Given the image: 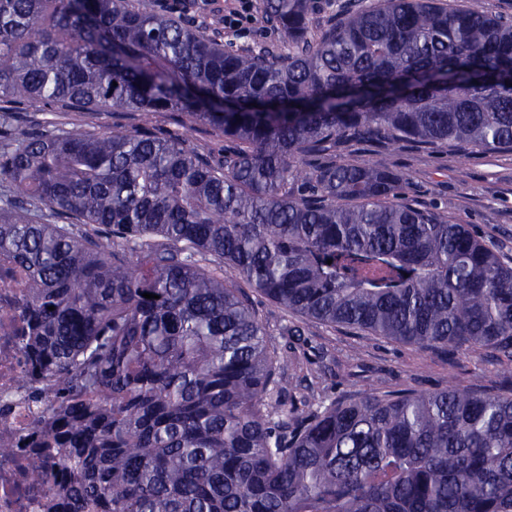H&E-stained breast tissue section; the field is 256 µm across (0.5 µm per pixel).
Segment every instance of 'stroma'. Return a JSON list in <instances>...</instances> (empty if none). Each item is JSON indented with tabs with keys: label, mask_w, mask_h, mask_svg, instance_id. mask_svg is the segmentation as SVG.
<instances>
[{
	"label": "stroma",
	"mask_w": 512,
	"mask_h": 512,
	"mask_svg": "<svg viewBox=\"0 0 512 512\" xmlns=\"http://www.w3.org/2000/svg\"><path fill=\"white\" fill-rule=\"evenodd\" d=\"M250 4L252 22L235 31L222 30V40L239 51L278 45L277 34L264 22L262 0H250ZM151 124L158 133L184 135L194 149L211 150L224 143L204 127L184 131L171 112L155 113ZM56 125L75 133L103 126L132 133L139 129L141 119L132 112H48L28 104L19 114L17 130L34 132ZM346 159L360 164L378 161L402 172L409 181L407 197L412 204L468 225L503 261L512 264V149L484 151L445 143L423 149L401 143L381 151L358 146ZM252 301L269 345H283L285 329L299 327L307 357L285 364L281 378L288 389L305 392L314 404L372 392H429L451 384L502 390L512 383L486 356L451 360L400 341L301 318L258 293L253 294Z\"/></svg>",
	"instance_id": "35a3bbf8"
}]
</instances>
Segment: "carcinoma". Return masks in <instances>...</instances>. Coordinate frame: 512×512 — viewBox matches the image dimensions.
Masks as SVG:
<instances>
[{
	"mask_svg": "<svg viewBox=\"0 0 512 512\" xmlns=\"http://www.w3.org/2000/svg\"><path fill=\"white\" fill-rule=\"evenodd\" d=\"M318 12L263 0L288 51L242 52L135 0H0V255L29 273L66 512H512V392L288 405V351L235 284L324 324L483 351L512 378V266L404 201L403 174L336 156L512 148V15L344 0L314 36ZM23 103L175 112L224 147L146 124L17 139Z\"/></svg>",
	"mask_w": 512,
	"mask_h": 512,
	"instance_id": "carcinoma-1",
	"label": "carcinoma"
}]
</instances>
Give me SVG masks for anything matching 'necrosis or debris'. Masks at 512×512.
<instances>
[{
	"label": "necrosis or debris",
	"mask_w": 512,
	"mask_h": 512,
	"mask_svg": "<svg viewBox=\"0 0 512 512\" xmlns=\"http://www.w3.org/2000/svg\"><path fill=\"white\" fill-rule=\"evenodd\" d=\"M27 278L0 256V442L10 454L0 455V512H49L53 491L31 473V456L42 452L47 468H54V449L41 448L38 432L48 421L44 406L20 397L22 388L39 380L27 347Z\"/></svg>",
	"instance_id": "4bbe7bcc"
}]
</instances>
